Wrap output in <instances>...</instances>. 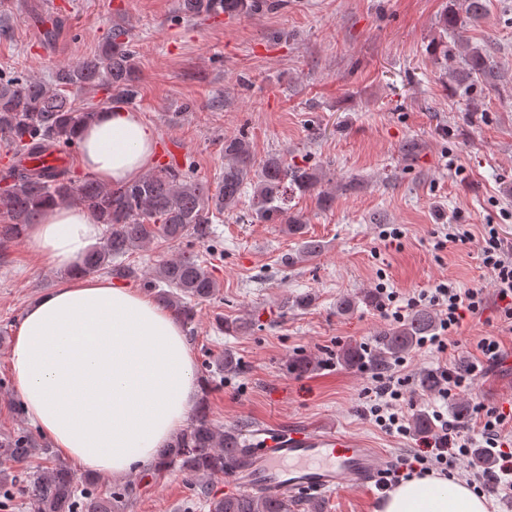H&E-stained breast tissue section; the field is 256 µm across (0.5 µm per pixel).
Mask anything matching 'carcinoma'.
I'll return each instance as SVG.
<instances>
[{
	"label": "carcinoma",
	"instance_id": "cac0c4a2",
	"mask_svg": "<svg viewBox=\"0 0 512 512\" xmlns=\"http://www.w3.org/2000/svg\"><path fill=\"white\" fill-rule=\"evenodd\" d=\"M258 2L182 0V8L191 16L218 11L233 16L257 8ZM484 11V0H465V16L450 8L437 24L459 35ZM463 61L464 83L489 81L496 76L492 56L485 50L468 48ZM136 82V64L126 32L115 28L99 54L74 66L58 68L49 83L0 78V140L14 152L29 156L75 147L78 129L92 122L101 109L95 104L74 106L71 89L114 93L130 103L138 94ZM317 184L313 170L290 164L281 156H270L258 165L252 163L249 142L236 136L224 139V172L214 187L168 164L120 185L104 184L90 176L77 180L67 167L51 172L12 168L0 174V214L9 219V223L0 224V249L21 238L24 227L37 223L48 206L81 205L100 219L105 235L103 246L87 255L77 271L138 281L183 325L191 327L196 318L193 302L211 300L219 291L199 255L184 250L147 271L136 268L126 257L154 240L210 241L213 218L235 211L248 186L255 217L268 222L282 214L284 188L305 195L314 192ZM435 325L433 312L417 310L403 323L387 329L378 349L364 352L348 347L341 351V360L383 369L417 346ZM249 444L243 427L216 424L203 403L186 429L169 447L160 450L150 476L178 470L198 481L197 502L207 506L209 512H293L297 503L286 495L264 499L246 493L216 498L208 484L201 482L224 474L234 453ZM0 456L23 465L36 456L52 457V449L25 430L0 436ZM92 484L91 477L80 479L55 459L30 478L25 494L32 512H120L138 494L137 485L129 483L103 497L91 488Z\"/></svg>",
	"mask_w": 512,
	"mask_h": 512
}]
</instances>
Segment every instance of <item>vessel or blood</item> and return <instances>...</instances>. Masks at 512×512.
<instances>
[{
  "mask_svg": "<svg viewBox=\"0 0 512 512\" xmlns=\"http://www.w3.org/2000/svg\"><path fill=\"white\" fill-rule=\"evenodd\" d=\"M381 453L365 440L324 427L266 428L225 472V486L266 498L317 496L374 486Z\"/></svg>",
  "mask_w": 512,
  "mask_h": 512,
  "instance_id": "vessel-or-blood-1",
  "label": "vessel or blood"
}]
</instances>
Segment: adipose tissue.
Segmentation results:
<instances>
[{
	"instance_id": "adipose-tissue-1",
	"label": "adipose tissue",
	"mask_w": 512,
	"mask_h": 512,
	"mask_svg": "<svg viewBox=\"0 0 512 512\" xmlns=\"http://www.w3.org/2000/svg\"><path fill=\"white\" fill-rule=\"evenodd\" d=\"M80 168L104 183L130 182L153 162L155 133L136 113H99L79 132ZM103 226L82 206L58 205L27 225L29 251L73 271ZM9 368L26 417L83 472L149 468L199 401L183 324L134 288L74 274L41 294L18 324ZM378 512H490L463 480L434 473L401 481Z\"/></svg>"
}]
</instances>
